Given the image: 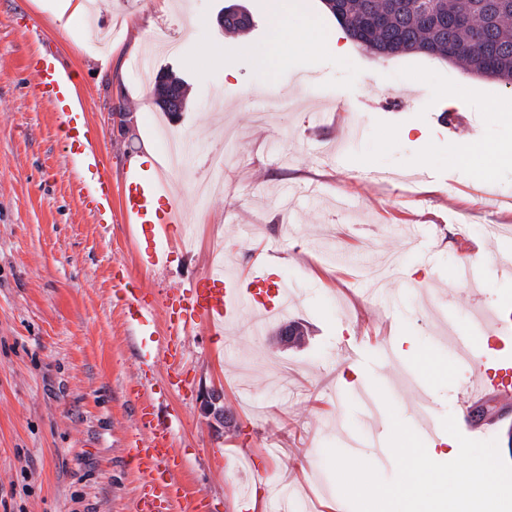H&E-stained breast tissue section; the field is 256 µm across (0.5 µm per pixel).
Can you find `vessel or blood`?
<instances>
[{
  "instance_id": "b4317fda",
  "label": "vessel or blood",
  "mask_w": 512,
  "mask_h": 512,
  "mask_svg": "<svg viewBox=\"0 0 512 512\" xmlns=\"http://www.w3.org/2000/svg\"><path fill=\"white\" fill-rule=\"evenodd\" d=\"M25 67L32 76L36 96L52 104L60 115L59 131L67 156L83 170L81 203L97 223H111L112 175L99 150L103 133L90 126L84 110L72 108L73 75L49 51L27 56ZM124 184L123 221L148 235L147 264L164 267L170 257L167 231L170 225L178 223L182 203L174 196L170 181L151 168L128 170ZM163 197L170 198L171 204L161 210L155 203ZM481 265L480 256L471 255L457 266L456 279L480 286ZM296 288V282L266 269L240 275L215 267L206 276L183 281L159 303L148 300L145 292L125 289L123 312L133 336L140 339L141 364L162 359L173 373L171 389L179 391L183 388L179 373L186 361L184 334L202 323L235 324L249 313L256 317L255 333H262L267 322L275 321L283 313L289 294L295 293ZM160 306L174 316L164 337L158 336L155 328V312ZM477 335L489 336V349H475L473 338ZM453 342L459 365L474 377L465 386L468 401L461 408L462 430L474 440L497 438L503 429L512 427V313L501 310L493 319L480 317L466 327L454 328ZM351 392L367 405V430L361 434L344 433L343 445L383 447L388 429L379 418V404L370 388L356 384ZM134 400L138 423L150 431L147 438L133 439L126 451L129 463L145 475L134 512H188L177 480L182 463L173 445L174 421L162 411L160 400L148 385L139 384ZM487 401L500 402V410L482 421H474L473 411Z\"/></svg>"
}]
</instances>
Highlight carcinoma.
Returning <instances> with one entry per match:
<instances>
[{
    "label": "carcinoma",
    "instance_id": "obj_1",
    "mask_svg": "<svg viewBox=\"0 0 512 512\" xmlns=\"http://www.w3.org/2000/svg\"><path fill=\"white\" fill-rule=\"evenodd\" d=\"M338 7V23L377 54L438 56L512 86V0H341ZM157 91L163 111L182 110L181 78L160 74Z\"/></svg>",
    "mask_w": 512,
    "mask_h": 512
}]
</instances>
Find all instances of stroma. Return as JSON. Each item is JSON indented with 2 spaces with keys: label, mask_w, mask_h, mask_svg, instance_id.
Listing matches in <instances>:
<instances>
[{
  "label": "stroma",
  "mask_w": 512,
  "mask_h": 512,
  "mask_svg": "<svg viewBox=\"0 0 512 512\" xmlns=\"http://www.w3.org/2000/svg\"><path fill=\"white\" fill-rule=\"evenodd\" d=\"M153 2L95 0L92 17L55 19L34 0H0V512H128L144 482L123 461L140 431L129 394L141 369L112 275L124 269L160 299L224 263L250 271L271 263L301 279L284 318L299 321L305 339L282 349L242 322L224 328L218 347L198 327L183 338L186 396L167 390V368L156 362L165 409L182 419L180 481L207 512H239L244 496L254 512H268L273 483L294 486L311 512H335L343 496L326 457L341 445L333 427L360 433L364 421L354 396L338 404L332 390L348 376L378 384L414 428L418 400L408 376L434 363L432 409L439 418L457 414L470 376L442 343L432 307L461 324L477 306L512 310V280L493 268L479 292L454 279L472 247L512 249V238L479 233L484 224L512 225V165L483 177L477 159L461 151L512 144V89L434 56L374 55L345 36L313 54L283 43L272 70L263 60L277 0H172L164 12ZM233 7L250 14L249 30L221 23ZM90 23L113 31L101 57L141 34L158 41L151 68L135 70L129 56L122 73L102 69L67 36L68 27ZM209 46L221 62L205 55ZM47 47L77 74L80 105L105 132L116 211L141 133L165 120L156 73L184 80L186 105L169 123L188 147L173 185L185 221L169 233L194 243L174 250L166 268L142 266L126 225L96 223L75 197L59 117L34 96L24 68L27 55ZM446 113L461 116L456 129L441 123ZM214 153L224 157V189L202 199L196 189ZM365 170L404 178L367 183ZM297 182L316 184L320 198L282 213L278 186ZM403 224L426 226L436 251L422 293L405 289L414 260ZM273 246L279 258L268 256ZM393 256L403 266L398 277L377 289L360 278ZM383 336L416 353L378 374ZM344 339L360 341L359 363L338 354ZM211 394L234 416L229 432L214 433L203 412ZM223 453L228 460L217 465Z\"/></svg>",
  "instance_id": "35a3bbf8"
}]
</instances>
